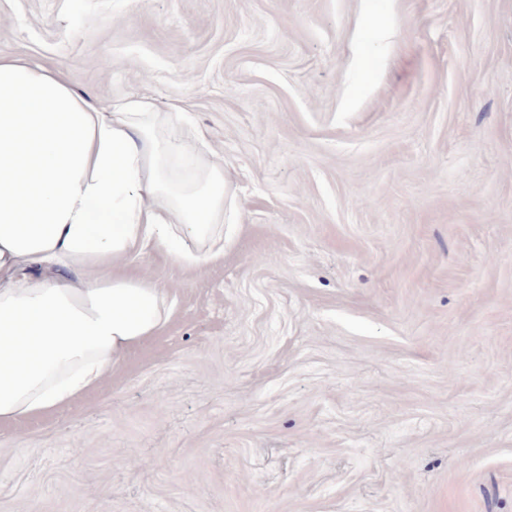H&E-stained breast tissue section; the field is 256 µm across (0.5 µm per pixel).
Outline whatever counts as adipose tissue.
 Instances as JSON below:
<instances>
[{
	"instance_id": "adipose-tissue-1",
	"label": "adipose tissue",
	"mask_w": 512,
	"mask_h": 512,
	"mask_svg": "<svg viewBox=\"0 0 512 512\" xmlns=\"http://www.w3.org/2000/svg\"><path fill=\"white\" fill-rule=\"evenodd\" d=\"M181 121L147 101L100 110L0 54V424L71 406L161 333L170 296L131 271L147 248L223 256L224 167Z\"/></svg>"
}]
</instances>
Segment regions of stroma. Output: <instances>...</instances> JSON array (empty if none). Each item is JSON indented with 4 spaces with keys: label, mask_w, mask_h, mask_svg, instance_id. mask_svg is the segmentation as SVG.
Instances as JSON below:
<instances>
[{
    "label": "stroma",
    "mask_w": 512,
    "mask_h": 512,
    "mask_svg": "<svg viewBox=\"0 0 512 512\" xmlns=\"http://www.w3.org/2000/svg\"><path fill=\"white\" fill-rule=\"evenodd\" d=\"M0 53L187 113L224 255L0 425V512H512V0H0Z\"/></svg>",
    "instance_id": "1"
}]
</instances>
